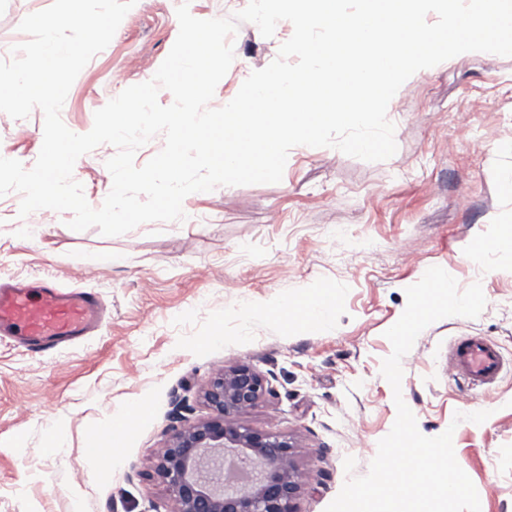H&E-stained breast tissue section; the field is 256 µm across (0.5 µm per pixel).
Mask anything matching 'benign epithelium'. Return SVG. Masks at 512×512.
<instances>
[{
  "instance_id": "obj_1",
  "label": "benign epithelium",
  "mask_w": 512,
  "mask_h": 512,
  "mask_svg": "<svg viewBox=\"0 0 512 512\" xmlns=\"http://www.w3.org/2000/svg\"><path fill=\"white\" fill-rule=\"evenodd\" d=\"M270 393L267 377L247 363L224 367L210 377L201 393L208 417L172 428L155 458L153 478L169 492L173 512H296L303 482L292 443L240 422ZM228 453L257 465L254 484L224 489Z\"/></svg>"
}]
</instances>
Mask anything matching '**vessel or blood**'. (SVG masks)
Instances as JSON below:
<instances>
[{
	"mask_svg": "<svg viewBox=\"0 0 512 512\" xmlns=\"http://www.w3.org/2000/svg\"><path fill=\"white\" fill-rule=\"evenodd\" d=\"M103 313L101 298L91 291L65 290L45 278L35 288L0 281V337L32 353L47 355L89 336ZM448 365L469 383L485 384L500 373L502 358L494 342L471 337L456 342ZM141 417V411L130 412L109 429L104 447L112 448L135 431Z\"/></svg>",
	"mask_w": 512,
	"mask_h": 512,
	"instance_id": "obj_1",
	"label": "vessel or blood"
}]
</instances>
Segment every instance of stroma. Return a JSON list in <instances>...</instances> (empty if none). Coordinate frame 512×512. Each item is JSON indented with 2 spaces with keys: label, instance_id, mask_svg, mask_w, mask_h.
I'll list each match as a JSON object with an SVG mask.
<instances>
[{
  "label": "stroma",
  "instance_id": "stroma-1",
  "mask_svg": "<svg viewBox=\"0 0 512 512\" xmlns=\"http://www.w3.org/2000/svg\"><path fill=\"white\" fill-rule=\"evenodd\" d=\"M53 0H0V60L26 42L19 24ZM179 32L172 0H137L110 44L82 69L61 110L84 134L94 114L126 86L154 76ZM293 34L263 37L251 22L233 38L234 60L211 107L235 96L242 68L260 70ZM387 118L396 153L366 162L329 147H293L274 184L217 187L188 195L184 220L145 223L118 236L69 228L68 212L20 218L21 195L0 197V278L49 276L100 295L107 317L86 340L52 356L0 345V512H171L152 477L155 452L176 418L206 417L201 391L221 367L248 363L273 393L245 425L286 436L306 481L296 512H325L348 475H365L396 419L381 374L392 352L385 332L406 306L407 287L433 266L459 288L481 283L475 318L428 326L403 357L402 396L419 431L453 429L456 459L481 512H512V251H484L495 220L512 218V57L468 54L404 84ZM44 114L0 112V152L32 168ZM102 144L73 177L90 205L112 187ZM41 225L30 235L23 223ZM125 255L110 265L108 253ZM335 289L328 323L303 330L248 317L260 300ZM495 342L504 366L491 384L466 386L448 371L452 343ZM146 406L111 461L90 450L111 416ZM486 410L477 424L455 413ZM60 431L64 447L46 441ZM356 461L345 472V457Z\"/></svg>",
  "mask_w": 512,
  "mask_h": 512
}]
</instances>
